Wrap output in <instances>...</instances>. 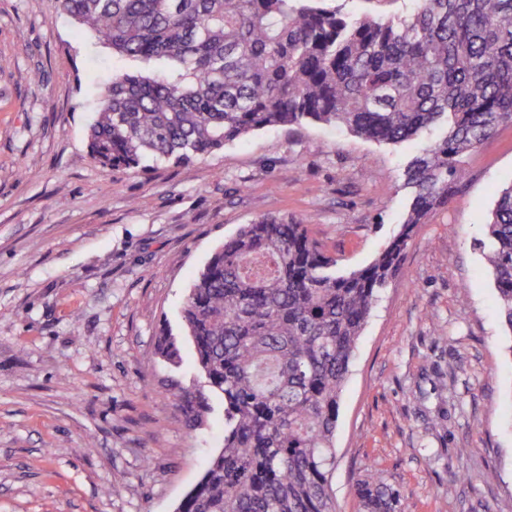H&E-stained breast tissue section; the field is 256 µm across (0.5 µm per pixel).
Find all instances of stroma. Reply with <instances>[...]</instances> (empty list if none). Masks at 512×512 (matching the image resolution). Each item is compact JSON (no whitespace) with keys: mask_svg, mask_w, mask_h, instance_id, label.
I'll return each instance as SVG.
<instances>
[{"mask_svg":"<svg viewBox=\"0 0 512 512\" xmlns=\"http://www.w3.org/2000/svg\"><path fill=\"white\" fill-rule=\"evenodd\" d=\"M112 62L56 0H0V512H174L224 444L223 405L190 431L162 392L195 379L191 343L176 370L153 355L160 324L181 335L194 275L266 215L303 219L347 272L408 209L419 142L318 124L180 166L101 168L86 131ZM510 184L504 126L376 301L341 395L336 512H357L374 468L401 512H512V332L484 246Z\"/></svg>","mask_w":512,"mask_h":512,"instance_id":"obj_1","label":"stroma"}]
</instances>
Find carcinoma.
<instances>
[{"instance_id": "obj_1", "label": "carcinoma", "mask_w": 512, "mask_h": 512, "mask_svg": "<svg viewBox=\"0 0 512 512\" xmlns=\"http://www.w3.org/2000/svg\"><path fill=\"white\" fill-rule=\"evenodd\" d=\"M128 66L88 128L107 169L188 163L248 135L319 123L379 143L437 139L404 169L410 203L368 265L340 273L295 217L243 225L194 276L181 310L200 387L166 395L195 431L224 404V446L175 512H336L341 394L379 292L414 229L464 187L468 156L512 126V0H414L405 15L352 17L322 0H57ZM498 307L512 332V185L485 224ZM154 354L182 362L159 328ZM358 512H398L380 471Z\"/></svg>"}]
</instances>
